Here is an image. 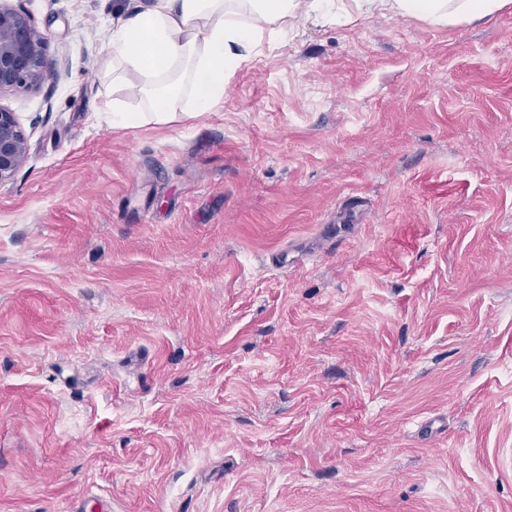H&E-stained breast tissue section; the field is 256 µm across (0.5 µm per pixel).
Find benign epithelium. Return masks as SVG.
<instances>
[{
	"mask_svg": "<svg viewBox=\"0 0 512 512\" xmlns=\"http://www.w3.org/2000/svg\"><path fill=\"white\" fill-rule=\"evenodd\" d=\"M51 76L48 38L24 11L0 0V94L39 89ZM28 156V136L18 113L0 105V185Z\"/></svg>",
	"mask_w": 512,
	"mask_h": 512,
	"instance_id": "obj_1",
	"label": "benign epithelium"
}]
</instances>
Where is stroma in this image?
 <instances>
[{"label": "stroma", "instance_id": "35a3bbf8", "mask_svg": "<svg viewBox=\"0 0 512 512\" xmlns=\"http://www.w3.org/2000/svg\"><path fill=\"white\" fill-rule=\"evenodd\" d=\"M0 512H512V4L267 38L200 116L112 127L144 0H12ZM9 1H0V95L41 88L52 67L47 36ZM28 136L17 112L0 105V185L25 163Z\"/></svg>", "mask_w": 512, "mask_h": 512}]
</instances>
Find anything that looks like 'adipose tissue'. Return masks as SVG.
Returning <instances> with one entry per match:
<instances>
[{
    "label": "adipose tissue",
    "mask_w": 512,
    "mask_h": 512,
    "mask_svg": "<svg viewBox=\"0 0 512 512\" xmlns=\"http://www.w3.org/2000/svg\"><path fill=\"white\" fill-rule=\"evenodd\" d=\"M397 15L449 25L491 18L512 0H365ZM331 0H152L110 29L103 62L113 82L126 72L137 105L105 99L113 127L163 124L210 111L224 79L249 59L264 35L286 36L300 18L327 15Z\"/></svg>",
    "instance_id": "ef3b65f1"
}]
</instances>
